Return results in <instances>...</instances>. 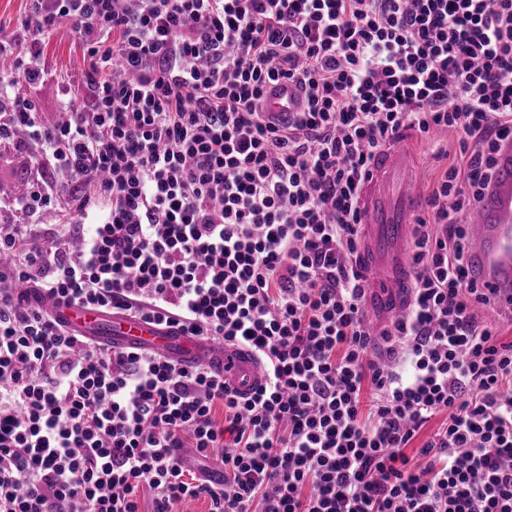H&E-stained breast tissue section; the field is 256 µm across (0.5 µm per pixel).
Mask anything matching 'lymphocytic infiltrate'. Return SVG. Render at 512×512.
<instances>
[{"instance_id": "obj_1", "label": "lymphocytic infiltrate", "mask_w": 512, "mask_h": 512, "mask_svg": "<svg viewBox=\"0 0 512 512\" xmlns=\"http://www.w3.org/2000/svg\"><path fill=\"white\" fill-rule=\"evenodd\" d=\"M83 91L29 88L61 21ZM0 145L39 142L69 224L0 233V512H512V343L477 317L468 224L512 141V0H30L0 38ZM303 111L266 123V85ZM447 130L410 246L412 303L375 344L359 193L397 133ZM12 207L56 214L48 182ZM254 351L250 393L70 331L42 301ZM446 419L421 446L423 427ZM218 456L200 479L181 450Z\"/></svg>"}]
</instances>
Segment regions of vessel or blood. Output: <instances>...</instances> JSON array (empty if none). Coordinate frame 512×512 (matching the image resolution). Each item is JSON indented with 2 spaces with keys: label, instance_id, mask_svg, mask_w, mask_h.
Wrapping results in <instances>:
<instances>
[{
  "label": "vessel or blood",
  "instance_id": "1",
  "mask_svg": "<svg viewBox=\"0 0 512 512\" xmlns=\"http://www.w3.org/2000/svg\"><path fill=\"white\" fill-rule=\"evenodd\" d=\"M304 98L292 82L269 85L262 108L280 124L302 111ZM418 162L405 141L384 149L372 166L362 197L359 252L367 271L363 290L367 329L380 337L411 302V270L406 261L408 225L419 206ZM473 274L497 306L512 311V143L498 157L497 178L473 212L468 233ZM52 318L76 333L114 348H138L175 360L181 367H204L223 375L234 388L252 392L264 381L260 360L249 350L219 344L154 322L96 308L48 303Z\"/></svg>",
  "mask_w": 512,
  "mask_h": 512
}]
</instances>
